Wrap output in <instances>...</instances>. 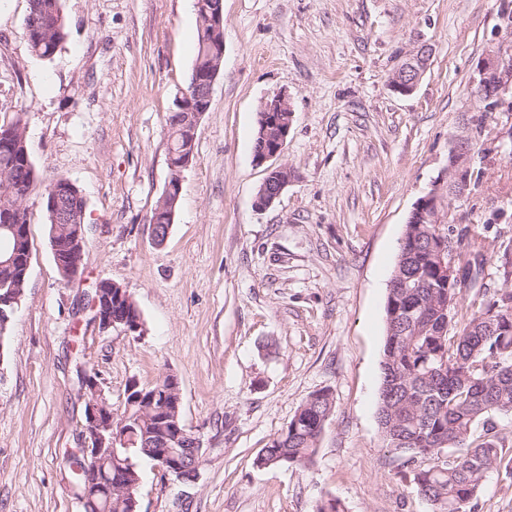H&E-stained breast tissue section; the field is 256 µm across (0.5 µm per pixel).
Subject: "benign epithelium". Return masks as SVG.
I'll list each match as a JSON object with an SVG mask.
<instances>
[{
    "mask_svg": "<svg viewBox=\"0 0 512 512\" xmlns=\"http://www.w3.org/2000/svg\"><path fill=\"white\" fill-rule=\"evenodd\" d=\"M209 23L213 28L221 29L224 25L223 0H210L205 5ZM430 60V52L426 48L419 50L417 55L405 66L397 68L391 76L392 90L401 95H409L416 88L420 78L426 71ZM217 72L196 71L190 85L182 94L188 98L202 84L206 93H211ZM473 84L479 86L486 101L493 102L487 112H501L512 103V49L499 47L486 54L477 65ZM291 111L286 96L277 94L266 100L259 111L258 126L261 127L259 142L254 148V160L263 164L284 153L287 145L291 122L284 120L283 114ZM476 152V139L467 130L453 137L448 149V169L446 182H438L431 190L420 197L411 211L408 223L417 220L430 224H446L443 209L447 197L461 198L470 193L473 186L472 169ZM292 180V173L286 166L271 167L267 171L256 197V206L265 209L279 199L284 189ZM12 213H4L0 220L4 221L7 230L14 234L19 244L14 248L0 253V269L8 272L22 271L27 275L32 262V246L29 236V225L14 224ZM85 242V223L67 211H61L55 220V231L51 235L50 248L56 266L63 276L73 281L82 273V259ZM124 288L108 281L104 289L97 290L93 299L94 322L101 332L112 329L127 335L140 331V320L115 317L114 304L123 300ZM22 294L18 292L11 280H0V329L6 330ZM84 392L90 395L85 408L84 443L81 448L83 468L78 471L82 475V507L88 512H99L101 504L111 503L112 493L126 495L130 505L129 512H137L138 501L134 487L126 483L127 463L112 459V448L121 443L126 447L137 444V435L127 429L116 436L112 435V427L116 420L102 390L101 384L93 374H86ZM174 448H154L151 454L155 459V467L166 475H171L183 483L194 482L198 478L202 456L203 442L180 422L171 425ZM113 463L111 470L106 464Z\"/></svg>",
    "mask_w": 512,
    "mask_h": 512,
    "instance_id": "benign-epithelium-1",
    "label": "benign epithelium"
}]
</instances>
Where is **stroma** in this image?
Returning a JSON list of instances; mask_svg holds the SVG:
<instances>
[{"instance_id": "stroma-1", "label": "stroma", "mask_w": 512, "mask_h": 512, "mask_svg": "<svg viewBox=\"0 0 512 512\" xmlns=\"http://www.w3.org/2000/svg\"><path fill=\"white\" fill-rule=\"evenodd\" d=\"M61 7L67 37L42 58L25 36L29 0H0V124L22 114L41 183L69 179L86 206L83 275L66 285L42 193L23 202L33 259L0 343V512H82L87 371L118 414L127 384L175 374L202 439L196 482L139 461L138 512H317L329 499L437 512L377 422L388 285L415 202L479 107V61L512 43V0H224L223 61L160 245L150 220L170 179L166 118L197 55L194 0ZM424 46L429 69L395 93L392 73ZM279 93L293 116L277 162L293 179L260 210L253 144ZM506 122L499 112L479 131L481 180L450 200L449 220L508 239ZM101 280L129 291L143 335L99 331L88 301ZM322 389L335 404L314 461L256 467ZM475 512H512V475L490 471Z\"/></svg>"}]
</instances>
